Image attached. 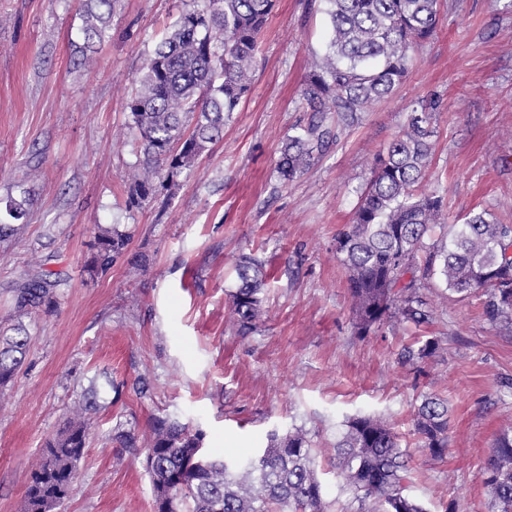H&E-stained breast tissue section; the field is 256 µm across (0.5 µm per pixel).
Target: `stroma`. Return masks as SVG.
Returning a JSON list of instances; mask_svg holds the SVG:
<instances>
[{"mask_svg": "<svg viewBox=\"0 0 512 512\" xmlns=\"http://www.w3.org/2000/svg\"><path fill=\"white\" fill-rule=\"evenodd\" d=\"M511 1L442 0L407 81L285 184L279 149L307 117L299 90L325 48L327 16L319 0H277L251 92L223 139L134 206L127 176L143 153L127 103L166 28L206 0H117L89 66L78 50L83 0H0V218L13 201L28 209L0 243V327L20 322L31 336L24 366L0 388V512H21L39 452L93 383L101 391L87 447L56 512H153L145 452L114 434L145 435L157 417L201 429L206 451L232 461L257 456L272 431L302 430L327 512H350L331 445L357 416L392 425L413 470L406 493L425 512H498L486 462L512 426V326L484 317L483 293L463 299L434 279L423 291L430 325L392 320L357 335L335 238L375 155L430 94L442 109L419 192L444 196L446 223L486 211L512 224ZM112 226L130 233L128 248L90 275V245ZM243 255L267 274L246 335L230 300ZM39 271L56 282V307L18 317L14 290ZM430 338L435 356L404 362ZM427 395L448 401L441 458L413 433Z\"/></svg>", "mask_w": 512, "mask_h": 512, "instance_id": "1", "label": "stroma"}]
</instances>
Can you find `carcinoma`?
<instances>
[{"label": "carcinoma", "instance_id": "obj_1", "mask_svg": "<svg viewBox=\"0 0 512 512\" xmlns=\"http://www.w3.org/2000/svg\"><path fill=\"white\" fill-rule=\"evenodd\" d=\"M116 0H85L84 41L107 37ZM276 0H208L202 10L186 11L150 55L141 91L129 102L132 128L140 135L144 161L128 184L130 203L140 205L167 182L192 168L209 145L224 136V126L251 89L259 40ZM330 22L325 54L313 60L300 97L309 112L280 149L276 171L288 183L300 177L330 144L361 119L367 108L391 95L408 78L413 46L431 38L440 21V0H323ZM438 97L416 102L403 129L376 154L372 177L360 195L352 222L336 235V254L345 268L357 333L392 319L418 327L432 315L420 289L440 278L446 288L467 296L487 292L484 314L512 325V224L494 215L471 212L450 224L427 245L425 235L441 223L445 199L416 186L432 163L430 126ZM130 236L115 227L96 236L88 270H109L128 247ZM232 311L242 332L261 314L264 278L255 261L236 265ZM56 304L53 284L37 273L15 289V309L23 315L49 312ZM30 343L18 324L0 333V388L24 365ZM85 404L74 409L63 429L46 442L26 488L22 512H55L71 489L91 430L88 411L99 395L90 388ZM420 447L441 458L448 448V406L426 397L413 419ZM204 433L187 423L156 418L146 438V468L154 512L173 492L180 512H324L312 445L296 432L273 433L261 456L244 475L220 457L197 449ZM337 475L352 491L356 512H423L404 495L413 477L399 436L369 417L347 422L336 440ZM486 479L499 512H512V428L496 438Z\"/></svg>", "mask_w": 512, "mask_h": 512}]
</instances>
